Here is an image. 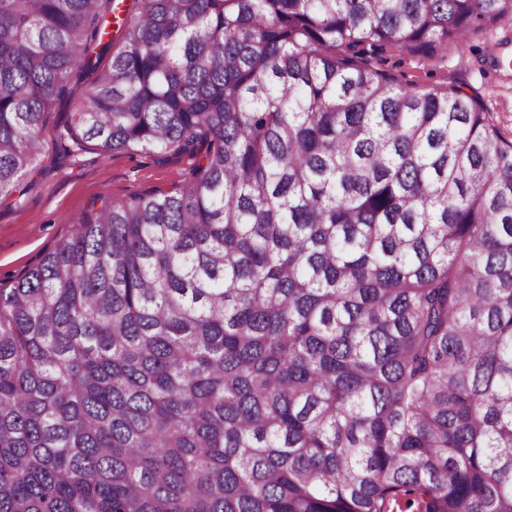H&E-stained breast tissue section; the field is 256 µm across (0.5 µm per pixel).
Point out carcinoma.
Listing matches in <instances>:
<instances>
[{
  "mask_svg": "<svg viewBox=\"0 0 512 512\" xmlns=\"http://www.w3.org/2000/svg\"><path fill=\"white\" fill-rule=\"evenodd\" d=\"M125 2L0 0L1 203L77 70L198 158L0 288V512H512V136L370 63L512 0Z\"/></svg>",
  "mask_w": 512,
  "mask_h": 512,
  "instance_id": "carcinoma-1",
  "label": "carcinoma"
}]
</instances>
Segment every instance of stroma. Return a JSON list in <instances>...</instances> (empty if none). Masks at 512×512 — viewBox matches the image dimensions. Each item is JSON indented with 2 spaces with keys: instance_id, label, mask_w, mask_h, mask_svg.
Segmentation results:
<instances>
[{
  "instance_id": "35a3bbf8",
  "label": "stroma",
  "mask_w": 512,
  "mask_h": 512,
  "mask_svg": "<svg viewBox=\"0 0 512 512\" xmlns=\"http://www.w3.org/2000/svg\"><path fill=\"white\" fill-rule=\"evenodd\" d=\"M500 58L491 65L489 56ZM380 68L418 89L443 92L456 86L476 95L484 110L512 128V16L471 34L465 47H442L429 56L387 46ZM92 77L73 80L69 96L58 102L40 132L43 157L28 174L29 189L0 204V288L13 284L57 243L71 236L99 196L124 200L179 185L195 164L187 154L115 152L66 153L59 136L85 101Z\"/></svg>"
}]
</instances>
